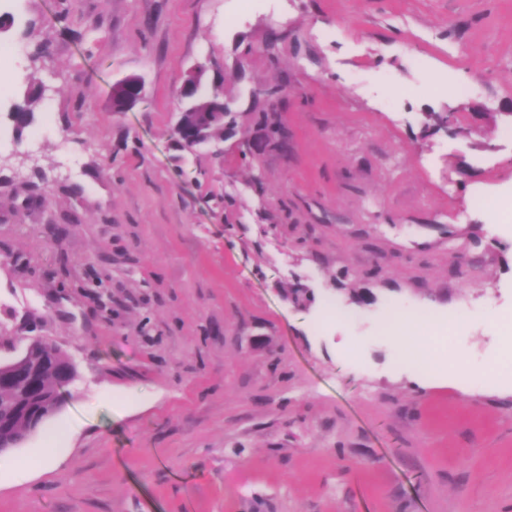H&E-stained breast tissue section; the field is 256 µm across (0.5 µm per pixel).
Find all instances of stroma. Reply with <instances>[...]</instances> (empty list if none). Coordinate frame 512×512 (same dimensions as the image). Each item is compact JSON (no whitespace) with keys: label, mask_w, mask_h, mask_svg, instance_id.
Instances as JSON below:
<instances>
[{"label":"stroma","mask_w":512,"mask_h":512,"mask_svg":"<svg viewBox=\"0 0 512 512\" xmlns=\"http://www.w3.org/2000/svg\"><path fill=\"white\" fill-rule=\"evenodd\" d=\"M5 12L0 363L39 340L77 375L0 455V512H512V379L459 372L512 370V215L482 205L512 201V0ZM197 67L230 115L188 151ZM393 308L444 320L438 374L382 338ZM43 81L36 75L34 72L29 80V88L27 94L25 96L24 105H17L15 109L11 112H25L26 118L24 122L17 126L15 129L18 132H21L24 128L30 125L32 121L33 111L31 106L40 100L43 93ZM200 76L199 75H191L186 82L187 88L185 90V96H183L184 106L180 112V115H183L184 112H208V108L206 107V103L208 101L214 100V98H210L209 96H203L199 92L200 88Z\"/></svg>","instance_id":"1"}]
</instances>
